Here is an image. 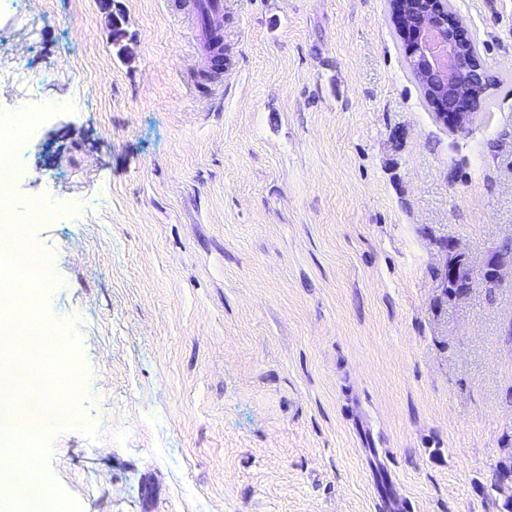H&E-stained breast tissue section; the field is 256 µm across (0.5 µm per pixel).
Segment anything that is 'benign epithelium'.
<instances>
[{
  "label": "benign epithelium",
  "instance_id": "7a95c632",
  "mask_svg": "<svg viewBox=\"0 0 512 512\" xmlns=\"http://www.w3.org/2000/svg\"><path fill=\"white\" fill-rule=\"evenodd\" d=\"M410 2L418 17L412 21L402 10H392L400 33L409 44L412 64L429 71L431 80L447 91L443 100H435L439 112L436 118L458 131L467 129L477 112L484 91L483 77L458 80L459 71L468 61L467 48L473 43L463 19L448 9V0H402ZM512 271V255L489 257L482 269L483 282L501 281L506 271Z\"/></svg>",
  "mask_w": 512,
  "mask_h": 512
}]
</instances>
